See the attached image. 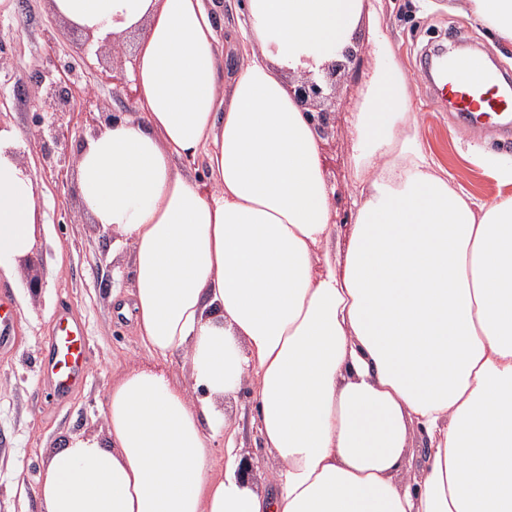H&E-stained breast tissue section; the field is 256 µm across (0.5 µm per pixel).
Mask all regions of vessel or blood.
<instances>
[{
	"label": "vessel or blood",
	"instance_id": "obj_1",
	"mask_svg": "<svg viewBox=\"0 0 512 512\" xmlns=\"http://www.w3.org/2000/svg\"><path fill=\"white\" fill-rule=\"evenodd\" d=\"M432 80L438 98L452 103L458 120L482 119L503 135L512 136V90L504 86L498 72L459 56L448 61L437 60ZM86 343L83 324L69 313L60 314L43 361L54 398H65L83 381Z\"/></svg>",
	"mask_w": 512,
	"mask_h": 512
}]
</instances>
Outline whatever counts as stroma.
<instances>
[{"label": "stroma", "instance_id": "obj_1", "mask_svg": "<svg viewBox=\"0 0 512 512\" xmlns=\"http://www.w3.org/2000/svg\"><path fill=\"white\" fill-rule=\"evenodd\" d=\"M11 13H0V49L10 59L0 71V125L24 131L35 127L31 93L41 76L72 68L80 88L91 89L87 117L65 127L62 140L76 154L106 116L137 117L139 106L132 82L118 85L102 78L111 66L107 45L56 17L49 0H14ZM219 31L222 68L231 72L243 59L234 32L245 26L242 0H223ZM464 0H383L382 29L410 83L419 124V144L455 185L475 200L488 202L512 195L478 164L483 154L512 160V142L495 132H479L457 122L440 107L424 76L423 53L448 44L486 56L495 69L512 73V51L499 47L494 33L467 18ZM349 47L361 54L357 73L339 75L340 93L330 132L322 136L324 176L333 190V222L337 241H345L354 223L358 197L352 155L351 120L363 100L373 65L367 26L352 34ZM33 171L41 203L37 244L32 252L42 278L39 293H30L23 271L0 270V290H7L14 316V341L0 347V512H42L36 489L54 449L77 437L105 439L104 413L112 382L123 370L147 366L163 370L184 388H192L189 365L179 355L152 358L133 325L117 318L113 293L127 294L132 279L129 252L113 247L112 238L92 224L81 205L74 169L56 173L43 169L39 150L22 154ZM69 309L87 330L89 356L85 383L65 399L50 396L51 383L41 367L60 309Z\"/></svg>", "mask_w": 512, "mask_h": 512}]
</instances>
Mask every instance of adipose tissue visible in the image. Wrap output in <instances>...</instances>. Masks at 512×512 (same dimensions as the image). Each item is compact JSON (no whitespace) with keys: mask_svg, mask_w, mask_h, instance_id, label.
<instances>
[{"mask_svg":"<svg viewBox=\"0 0 512 512\" xmlns=\"http://www.w3.org/2000/svg\"><path fill=\"white\" fill-rule=\"evenodd\" d=\"M466 5L512 43V0ZM50 8L100 41L140 34L142 117L89 136L76 178L85 213L131 249L120 315L152 354L187 358L194 388L125 371L106 441L52 453L44 512H512V195L476 203L418 148L382 0H244L247 61L225 93L219 0ZM363 24L376 53L351 123L360 204L334 250L319 138L282 73L335 60ZM30 141L0 130V267L34 245ZM200 155L206 183L178 167ZM245 385L272 455L260 489L239 476L224 412Z\"/></svg>","mask_w":512,"mask_h":512,"instance_id":"ef3b65f1","label":"adipose tissue"}]
</instances>
